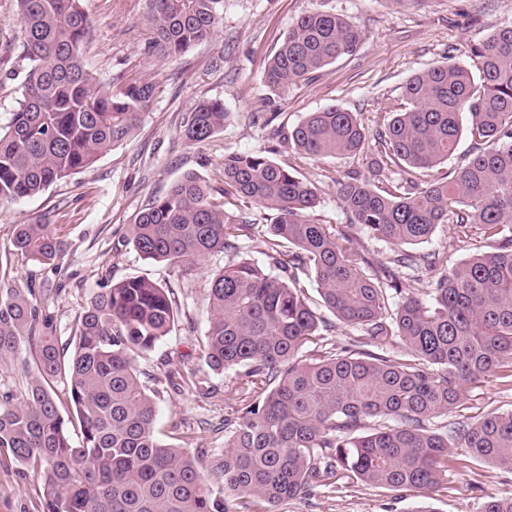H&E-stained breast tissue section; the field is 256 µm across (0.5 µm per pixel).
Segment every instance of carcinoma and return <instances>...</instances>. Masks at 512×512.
Returning <instances> with one entry per match:
<instances>
[{"label": "carcinoma", "instance_id": "1", "mask_svg": "<svg viewBox=\"0 0 512 512\" xmlns=\"http://www.w3.org/2000/svg\"><path fill=\"white\" fill-rule=\"evenodd\" d=\"M13 2L25 66L22 99L0 126L1 205L91 167L134 134L155 93L148 77L116 86L89 70L82 0ZM223 19L224 0H146L143 15L150 48L170 61L212 39ZM361 41L342 16L308 11L268 57L264 83L282 98ZM469 59L414 73L371 134L360 114L336 105L310 112L288 131L292 160L227 155L209 179L183 174L128 225L126 241L145 259L227 258L207 289L203 353L215 372L243 369L250 402L224 418V451L207 474L192 453L197 438L179 446L159 439L157 403L137 370V358L174 326L170 289L138 277L108 285L82 307L67 352L55 342L42 288L14 287L0 273V359L26 346L35 363L23 393L0 391V455L22 476L42 478L44 512H236L249 502L275 512L336 484L340 470L428 494L455 465L452 448L512 471V411L442 421L491 375L512 390V23L471 45ZM229 118L224 100L202 98L184 137L205 143ZM464 135V163L433 175ZM370 137V177L323 178L336 184L351 229L392 245L378 267L346 234L311 219L320 189L298 176L307 159L362 156ZM232 200L273 212L266 247L277 274L242 257L240 231L256 218L227 210ZM441 224L454 226L459 243L494 248L451 265L440 252L407 250ZM11 245L52 268L62 251L38 221L18 225ZM306 273L340 323L377 348L398 339L406 352L392 359L335 346L301 359L336 329L301 286ZM369 419L378 424L366 432ZM481 512H512V493L486 500Z\"/></svg>", "mask_w": 512, "mask_h": 512}]
</instances>
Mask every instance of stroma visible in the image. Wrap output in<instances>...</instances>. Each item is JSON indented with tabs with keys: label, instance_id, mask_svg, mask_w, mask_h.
Masks as SVG:
<instances>
[{
	"label": "stroma",
	"instance_id": "stroma-1",
	"mask_svg": "<svg viewBox=\"0 0 512 512\" xmlns=\"http://www.w3.org/2000/svg\"><path fill=\"white\" fill-rule=\"evenodd\" d=\"M92 24L85 47L89 69L103 79L152 77L156 93L134 136L102 156L92 167L51 185L43 194L0 208V268L13 285L35 280L54 320L58 344L73 335L83 302L106 284L145 277L170 288L177 319L171 333L138 361L144 384L158 401V429L176 444L203 435L201 458L211 462L224 448L225 415L241 408L246 395L238 368L216 374L201 356L208 330L205 301L211 274L224 265L214 255L189 265L143 259L126 244L127 226L153 196L188 171L211 176L230 153L288 159L287 143L276 130L297 125L308 113L337 105L362 113L375 127L386 118L411 75L453 60L499 26L512 22V0H225L224 21L213 38L173 61L148 53L150 37L141 19L142 0H83ZM318 9L347 18L363 33L355 54L323 69L312 81L276 97L262 70L296 20ZM11 0H0V125H6L20 96L10 73L18 67L20 35L11 19ZM219 98L231 114L223 133L204 144L188 143L183 122L201 97ZM357 170L367 175L366 159L309 160L303 177L319 182L323 202L315 216L344 227L346 217L334 184L322 170ZM51 225L64 242L58 269L18 258L11 247L15 225ZM512 411V391L496 378L469 388L463 412ZM41 480L21 478L11 459L0 457V512H42ZM512 492V471L467 462L449 470L443 489L430 497L414 491L376 488L352 478L334 488L282 503L278 512H481L484 501Z\"/></svg>",
	"mask_w": 512,
	"mask_h": 512
}]
</instances>
